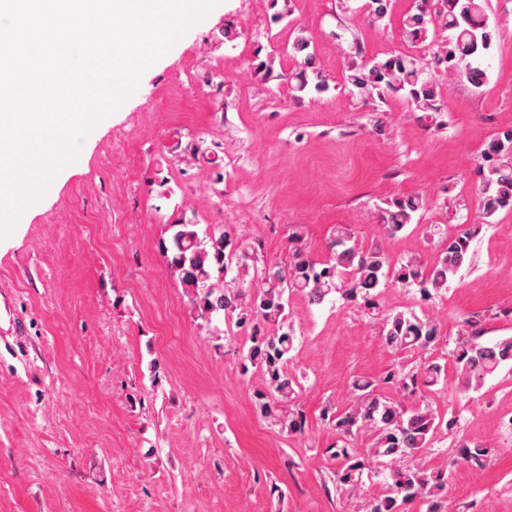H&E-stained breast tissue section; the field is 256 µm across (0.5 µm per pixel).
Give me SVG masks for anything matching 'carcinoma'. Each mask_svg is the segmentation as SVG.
<instances>
[{"label": "carcinoma", "mask_w": 512, "mask_h": 512, "mask_svg": "<svg viewBox=\"0 0 512 512\" xmlns=\"http://www.w3.org/2000/svg\"><path fill=\"white\" fill-rule=\"evenodd\" d=\"M392 0H369L371 21L382 22L391 12ZM488 0H421L400 25L401 39L411 48H429L448 74L476 88L488 82L486 60L500 39L497 22L487 14ZM288 55L301 58L294 89L320 96L330 90L323 71L316 66L315 50L301 28L288 42ZM345 86L362 98L393 92L421 112L438 111L440 90L416 58L407 53L383 60L366 58L355 50L344 70ZM480 200L483 217L512 210V129L488 141L484 150ZM427 207L421 196L396 197L382 209V227L391 237L403 231ZM169 242L162 254L185 289L188 301L206 323L223 316L238 327L251 329L249 344L242 348L243 371L254 369L261 382L255 397L261 413L290 436L305 432L303 410H284L279 404L294 394L298 380L288 372L295 351V336L288 324L290 295L299 293L311 304H322L336 293L344 302L367 304L389 285H416L431 298L448 287L451 280L470 263V243L478 227L462 221L442 241L439 257L426 271L416 262H392L384 249L374 244L364 248L356 243L347 227H338L329 242L330 263H318L302 245L293 247L288 263H267L258 289L244 275L255 261L256 249L226 225L203 226L182 219L170 225ZM235 272L232 278L228 273ZM381 336L393 352L425 351L435 346L440 332L433 320L413 311H395L384 316ZM458 385L476 390L505 368H512V336L486 341L473 322L464 329L450 351ZM446 381L445 369L428 363L416 370H398L378 382L357 378L351 382L350 408L337 413L323 410L324 419L336 429L338 443L330 457L338 462L336 489L355 493L370 476V464L378 465L385 477L386 491L362 505V512H406L417 500L427 504L426 512H448L446 489L449 474L429 470L420 463L425 449L432 447L447 420L425 406L408 407L399 394L411 392L418 383L427 387ZM369 434L373 442L367 457L349 448V439ZM489 449L481 443L461 444L459 462L480 465Z\"/></svg>", "instance_id": "1"}]
</instances>
